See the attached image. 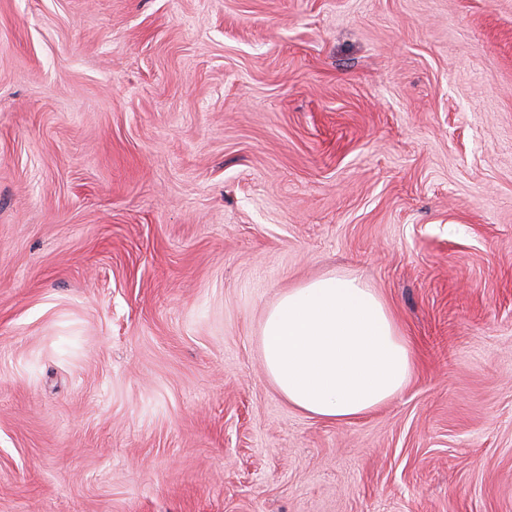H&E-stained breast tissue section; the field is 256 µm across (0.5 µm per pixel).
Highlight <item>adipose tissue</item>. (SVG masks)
<instances>
[{"label":"adipose tissue","mask_w":512,"mask_h":512,"mask_svg":"<svg viewBox=\"0 0 512 512\" xmlns=\"http://www.w3.org/2000/svg\"><path fill=\"white\" fill-rule=\"evenodd\" d=\"M266 372L306 414L347 422L406 386L412 354L384 300L352 276L327 275L283 293L260 330Z\"/></svg>","instance_id":"1"}]
</instances>
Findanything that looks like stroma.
Masks as SVG:
<instances>
[{"label":"stroma","instance_id":"35a3bbf8","mask_svg":"<svg viewBox=\"0 0 512 512\" xmlns=\"http://www.w3.org/2000/svg\"><path fill=\"white\" fill-rule=\"evenodd\" d=\"M330 273L414 360L341 423ZM0 512H512V0H0ZM266 372L306 414L347 422L406 386L412 354L384 300L352 276L327 275L283 293L260 330Z\"/></svg>","mask_w":512,"mask_h":512}]
</instances>
